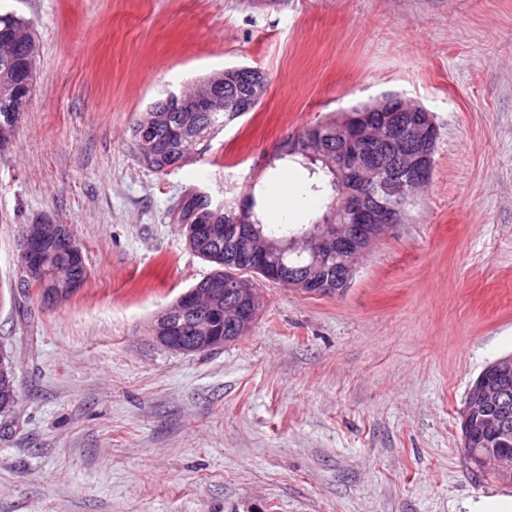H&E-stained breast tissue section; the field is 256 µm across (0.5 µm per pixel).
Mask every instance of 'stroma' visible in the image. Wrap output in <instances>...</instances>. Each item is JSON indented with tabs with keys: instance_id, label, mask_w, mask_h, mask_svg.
<instances>
[{
	"instance_id": "1",
	"label": "stroma",
	"mask_w": 512,
	"mask_h": 512,
	"mask_svg": "<svg viewBox=\"0 0 512 512\" xmlns=\"http://www.w3.org/2000/svg\"><path fill=\"white\" fill-rule=\"evenodd\" d=\"M30 18L32 96L0 153V512H467L512 482L468 459L458 410L512 354V0H0ZM233 65L255 111L158 174L131 129ZM396 92L439 127L428 186L340 295L261 283L247 336L179 354L150 326L211 270L172 211L291 176L276 147ZM72 225L88 274L47 305L19 289L18 234ZM18 399V391H17V384H16V377H15V370L13 369L9 370L6 375L4 373L0 372V410L1 409H7L9 410L11 407H14L17 403ZM5 411L1 413V417H7L9 411ZM8 415V416H9Z\"/></svg>"
}]
</instances>
